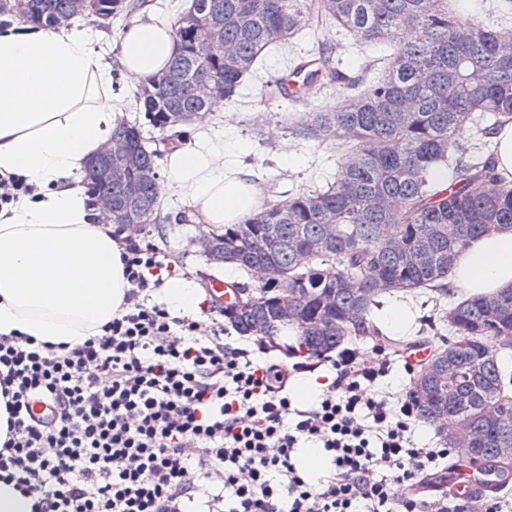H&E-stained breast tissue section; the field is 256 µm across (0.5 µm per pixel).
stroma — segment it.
Instances as JSON below:
<instances>
[{"label":"stroma","instance_id":"stroma-1","mask_svg":"<svg viewBox=\"0 0 512 512\" xmlns=\"http://www.w3.org/2000/svg\"><path fill=\"white\" fill-rule=\"evenodd\" d=\"M138 2L126 0V11L112 24L105 25L96 18L83 16L73 19L71 28L81 33L95 52L111 58L129 26L150 14L174 22L190 5V0H150L148 8L144 9ZM449 8L466 19L486 17L512 27V0H449ZM336 42L342 43L344 50L326 65V74L320 80L322 93L302 101L282 96L272 104H264L266 93L275 88L294 62L314 57L322 47ZM392 49L387 40L376 44L360 43L338 32L335 26L309 24L288 44L265 54L256 72L245 81L240 98L210 114L207 130H200L196 123L190 122L163 131L148 125L144 134L156 139L174 138L188 148L194 147L199 135H206L225 158L247 166L263 201H283L299 190L325 187L340 173L348 136H338L335 148L330 149L313 140L296 138L288 126L307 121L309 113L336 110L346 96L353 94V82L372 79L367 61L382 59ZM160 208L164 223L141 228V236L154 243L163 256L160 279L193 281L199 302L191 315L197 320L206 319L210 305L205 290L207 280L220 277L236 281L240 275L232 267H218L208 261L199 245L203 234L190 216L187 199L165 191L160 196ZM381 301L376 315L385 334L407 345H421L431 350L443 344L446 332L425 321L433 308L425 294L393 290L384 294Z\"/></svg>","mask_w":512,"mask_h":512}]
</instances>
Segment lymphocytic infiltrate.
Wrapping results in <instances>:
<instances>
[{
  "label": "lymphocytic infiltrate",
  "instance_id": "obj_1",
  "mask_svg": "<svg viewBox=\"0 0 512 512\" xmlns=\"http://www.w3.org/2000/svg\"><path fill=\"white\" fill-rule=\"evenodd\" d=\"M121 259L128 289L103 336L62 350L0 336V479L39 490L33 512H503L434 495L428 467L450 450L418 447L413 401L375 390L389 357L342 350L332 386L296 406L287 369L226 342L223 322L149 302L152 243L127 241ZM305 442L328 460L315 483ZM403 483L414 492L395 500Z\"/></svg>",
  "mask_w": 512,
  "mask_h": 512
}]
</instances>
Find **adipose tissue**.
<instances>
[{
	"label": "adipose tissue",
	"mask_w": 512,
	"mask_h": 512,
	"mask_svg": "<svg viewBox=\"0 0 512 512\" xmlns=\"http://www.w3.org/2000/svg\"><path fill=\"white\" fill-rule=\"evenodd\" d=\"M177 51L168 22L129 27L118 47L126 78L146 81ZM106 58L75 32L29 23L0 28V174L41 187L37 201L0 211V334L82 344L100 335L123 303L121 248L108 215L80 182L111 141L120 116L102 80ZM167 189L189 200L209 233L258 203L248 172L225 171L213 150L178 147L167 159ZM448 285L469 294L512 287V230L476 241Z\"/></svg>",
	"instance_id": "obj_1"
}]
</instances>
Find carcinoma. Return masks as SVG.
I'll use <instances>...</instances> for the list:
<instances>
[{
	"mask_svg": "<svg viewBox=\"0 0 512 512\" xmlns=\"http://www.w3.org/2000/svg\"><path fill=\"white\" fill-rule=\"evenodd\" d=\"M90 15L110 21L124 0H94ZM0 0V17L17 15L48 29L70 13L72 0ZM219 17L216 36L224 57L206 55L194 42V26ZM333 21L366 43L405 31L387 58L384 74L345 99L334 112H313L298 134L326 140L348 132L356 152L336 184L266 203L243 213L210 241L209 260L230 263L242 274L269 265L288 275L297 294L288 310L276 285L224 305V317L241 336L256 323L269 324L274 338L293 356L325 357L346 343L372 339L400 351V341L383 333L374 309L390 289L423 288L435 294L429 322L448 326L445 345L431 353L413 378L410 395L420 418L431 425L453 419L475 440L472 467L507 481L500 449L512 448V363L488 352L491 338L512 352V288L448 300V275L472 244L493 230L512 228V182L498 176L490 143L464 144L457 132L486 122L490 135L512 122V31L481 21H461L448 0H197L192 17L174 24L178 51L167 67L138 92L139 111L161 131L211 112L238 94L261 54L288 42L312 18ZM224 87L223 100L208 88ZM112 138L129 143L127 178L115 182L104 168L88 169L91 196L112 199V223L161 222L160 181L143 182L145 169H158L163 151L148 147L137 121H121ZM466 155L469 161L456 157ZM451 166L454 178L437 176ZM323 265L335 266L327 276Z\"/></svg>",
	"mask_w": 512,
	"mask_h": 512,
	"instance_id": "carcinoma-1",
	"label": "carcinoma"
}]
</instances>
